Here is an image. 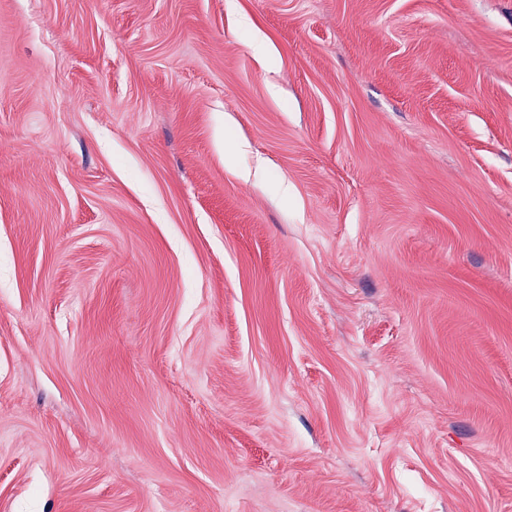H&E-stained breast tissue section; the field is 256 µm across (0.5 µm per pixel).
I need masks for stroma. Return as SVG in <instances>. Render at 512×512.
Masks as SVG:
<instances>
[{
  "label": "stroma",
  "instance_id": "obj_1",
  "mask_svg": "<svg viewBox=\"0 0 512 512\" xmlns=\"http://www.w3.org/2000/svg\"><path fill=\"white\" fill-rule=\"evenodd\" d=\"M0 512H512V0H0Z\"/></svg>",
  "mask_w": 512,
  "mask_h": 512
}]
</instances>
